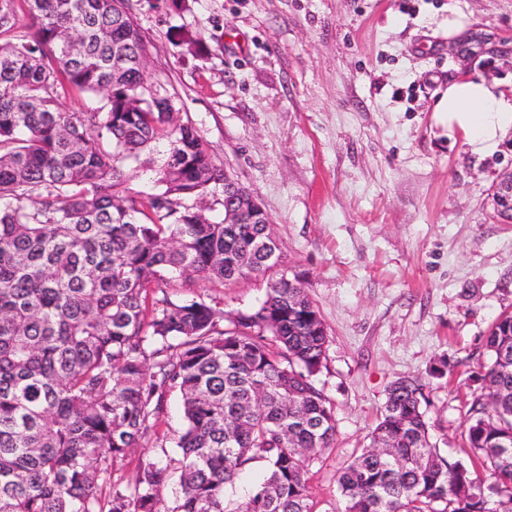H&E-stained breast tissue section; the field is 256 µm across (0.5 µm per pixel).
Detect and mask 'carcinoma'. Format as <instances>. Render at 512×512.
Returning a JSON list of instances; mask_svg holds the SVG:
<instances>
[{
  "label": "carcinoma",
  "instance_id": "obj_1",
  "mask_svg": "<svg viewBox=\"0 0 512 512\" xmlns=\"http://www.w3.org/2000/svg\"><path fill=\"white\" fill-rule=\"evenodd\" d=\"M136 1L152 2L0 0V35L13 34L0 45V512H313L308 474L336 438L316 385L327 329L298 280L269 273L268 225L201 206L224 205V169L166 87L146 86L154 44ZM64 85L99 97L97 111H62ZM133 169L154 173L151 191L132 187ZM259 277L248 315L185 297ZM484 347L482 386L498 398L469 401L471 464L430 443L425 384L401 377L340 471L343 512H512V313ZM174 394L170 437L158 428ZM151 439L181 455L170 510V464L114 478ZM256 459L262 479L226 498Z\"/></svg>",
  "mask_w": 512,
  "mask_h": 512
}]
</instances>
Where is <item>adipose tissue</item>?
Listing matches in <instances>:
<instances>
[{
    "label": "adipose tissue",
    "instance_id": "1",
    "mask_svg": "<svg viewBox=\"0 0 512 512\" xmlns=\"http://www.w3.org/2000/svg\"><path fill=\"white\" fill-rule=\"evenodd\" d=\"M432 122L448 137L460 138L473 152L494 151L512 134V94L494 81L457 78L435 101Z\"/></svg>",
    "mask_w": 512,
    "mask_h": 512
}]
</instances>
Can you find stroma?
<instances>
[{"label": "stroma", "instance_id": "stroma-1", "mask_svg": "<svg viewBox=\"0 0 512 512\" xmlns=\"http://www.w3.org/2000/svg\"><path fill=\"white\" fill-rule=\"evenodd\" d=\"M512 45V0H164L138 5L154 42L150 80L260 200L289 276L329 335L317 385L333 448L309 474L313 512H341L339 471L369 443L395 379L426 385L430 439L462 456L484 338L512 312V223L491 189L512 170V135L490 155L437 135L430 109L453 79L496 81L512 65L455 58L449 8ZM265 279L195 292L227 314L255 308Z\"/></svg>", "mask_w": 512, "mask_h": 512}]
</instances>
